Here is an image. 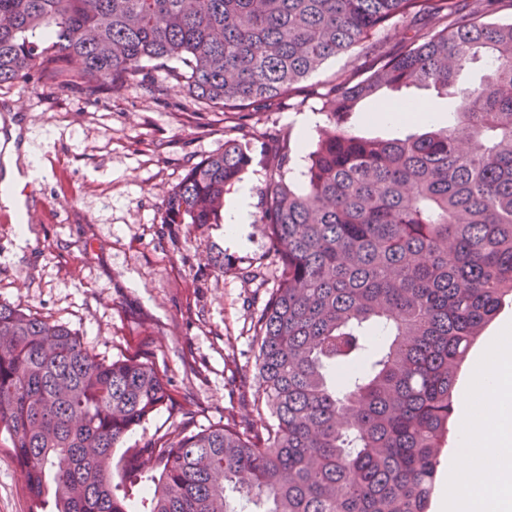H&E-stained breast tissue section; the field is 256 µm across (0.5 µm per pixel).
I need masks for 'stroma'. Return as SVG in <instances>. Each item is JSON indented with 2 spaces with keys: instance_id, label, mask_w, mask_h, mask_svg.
Instances as JSON below:
<instances>
[{
  "instance_id": "stroma-1",
  "label": "stroma",
  "mask_w": 512,
  "mask_h": 512,
  "mask_svg": "<svg viewBox=\"0 0 512 512\" xmlns=\"http://www.w3.org/2000/svg\"><path fill=\"white\" fill-rule=\"evenodd\" d=\"M355 63L351 55L329 60L305 93L243 119L191 99L160 69L150 89L131 84L91 99L77 80L0 86V123L17 118L40 154L43 202L27 239L18 225L0 223V302L68 326L100 359L157 368L172 401L130 431L125 447L186 424L260 426L253 323L280 275L263 226L246 225L242 246L220 224H176L166 235L165 200L193 164L235 139L252 150L241 181L260 209L271 136L314 139L326 123L320 93ZM218 254L220 268L211 263ZM257 265L261 277H242ZM0 512H28L1 431Z\"/></svg>"
}]
</instances>
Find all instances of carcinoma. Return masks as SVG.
I'll use <instances>...</instances> for the list:
<instances>
[{
	"instance_id": "cac0c4a2",
	"label": "carcinoma",
	"mask_w": 512,
	"mask_h": 512,
	"mask_svg": "<svg viewBox=\"0 0 512 512\" xmlns=\"http://www.w3.org/2000/svg\"><path fill=\"white\" fill-rule=\"evenodd\" d=\"M499 0H0V85L74 63L86 93L149 87L163 69L242 116L294 98L323 64L402 15L416 30L322 94L327 124L305 182L272 138L261 207L280 277L254 324L260 429L164 433L129 449L151 475L146 512H427L457 373L512 303V23ZM42 33L49 42L36 40ZM481 61L480 85L457 78ZM462 97L448 125L359 135L353 113L390 92ZM252 162L235 139L168 195L162 230L216 224ZM170 401L134 359L97 358L69 327L0 303V431L28 512H132L113 449Z\"/></svg>"
}]
</instances>
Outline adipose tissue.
Returning a JSON list of instances; mask_svg holds the SVG:
<instances>
[{
	"label": "adipose tissue",
	"instance_id": "obj_1",
	"mask_svg": "<svg viewBox=\"0 0 512 512\" xmlns=\"http://www.w3.org/2000/svg\"><path fill=\"white\" fill-rule=\"evenodd\" d=\"M39 156L8 141L0 150V204L16 209L15 185L37 179ZM512 364V329L487 346L469 390L461 397L466 413L460 446L444 500L445 512H512V442L501 433L512 415V386L501 377Z\"/></svg>",
	"mask_w": 512,
	"mask_h": 512
}]
</instances>
